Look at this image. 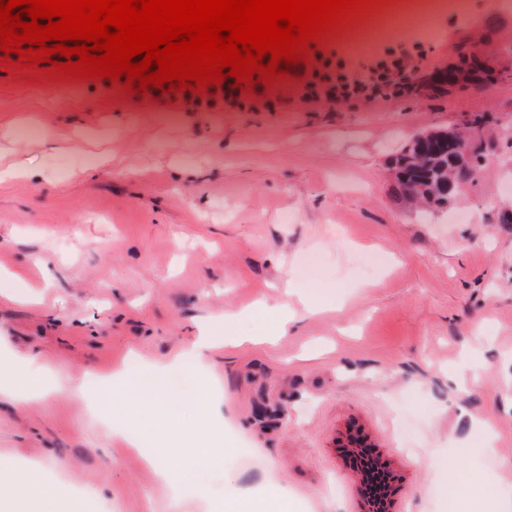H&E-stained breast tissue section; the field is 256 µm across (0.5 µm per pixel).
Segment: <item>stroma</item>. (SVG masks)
I'll return each mask as SVG.
<instances>
[{"label": "stroma", "mask_w": 512, "mask_h": 512, "mask_svg": "<svg viewBox=\"0 0 512 512\" xmlns=\"http://www.w3.org/2000/svg\"><path fill=\"white\" fill-rule=\"evenodd\" d=\"M469 2L428 40H328L236 107L220 86L189 108L0 66V160L28 171L0 181V364L36 356L0 373L1 480L24 477L47 512H218L276 488L294 512H362L341 448L355 427L395 478L391 512H450L446 486L480 472L512 512V10ZM463 42L496 80L428 86ZM391 50L393 81L420 84L380 110L368 67ZM341 74L362 89L303 105ZM441 130L464 132L481 169L429 209L392 161ZM261 304L296 320L267 337ZM203 326L237 342L188 360L207 405L191 436L161 412L139 428L172 450L150 460L96 407L114 376L138 383ZM198 439L222 466L196 463ZM164 467L193 475L191 492Z\"/></svg>", "instance_id": "35a3bbf8"}]
</instances>
